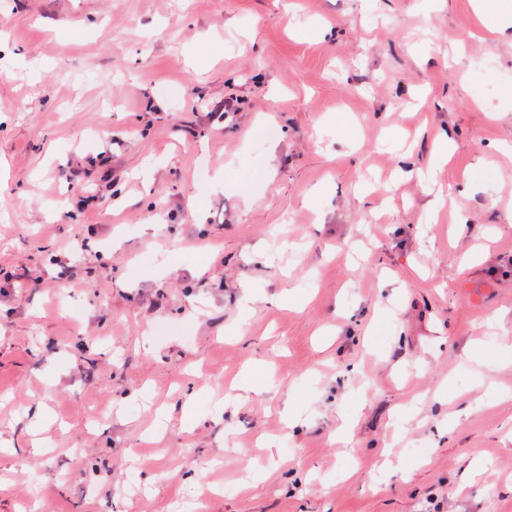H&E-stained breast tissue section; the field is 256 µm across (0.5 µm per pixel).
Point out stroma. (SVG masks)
<instances>
[{
    "instance_id": "35a3bbf8",
    "label": "stroma",
    "mask_w": 512,
    "mask_h": 512,
    "mask_svg": "<svg viewBox=\"0 0 512 512\" xmlns=\"http://www.w3.org/2000/svg\"><path fill=\"white\" fill-rule=\"evenodd\" d=\"M506 145L474 0H0V512H512Z\"/></svg>"
}]
</instances>
